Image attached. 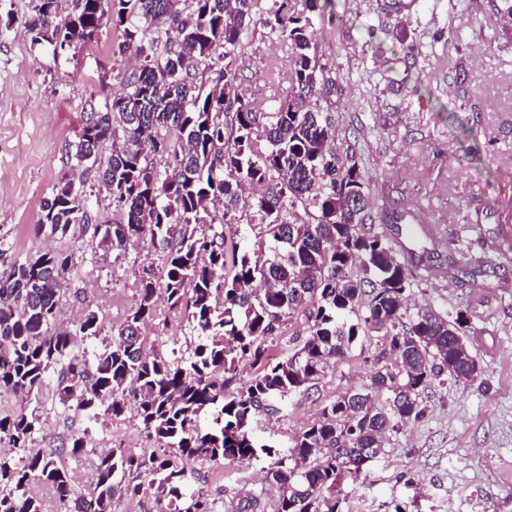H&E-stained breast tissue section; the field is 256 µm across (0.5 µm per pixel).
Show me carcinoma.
<instances>
[{"mask_svg": "<svg viewBox=\"0 0 512 512\" xmlns=\"http://www.w3.org/2000/svg\"><path fill=\"white\" fill-rule=\"evenodd\" d=\"M25 25L53 52L97 40L104 20L121 30L118 53L138 61L124 91L86 114L69 145L73 167L93 175L122 221L96 224L93 235L113 250L146 242L163 254V282L144 270L138 300L111 340L89 357L79 342L103 330L95 312L78 331L54 328L71 256L43 253L14 261L0 274V390L39 400L51 385L59 403L90 423L117 418L134 405L158 449L111 448L98 456L94 487L76 490L64 457L85 451L82 436L16 459L0 454V512H42L30 492L49 487L61 512H113L115 500L152 491L148 512H220L192 465L274 458L261 487L229 512H258L269 490L273 512H338L336 492L382 453L386 435L423 414L422 395L446 376L471 381L470 359L458 354L465 318L434 308L407 311L411 276L381 236L366 228L369 198L358 162L335 146L332 115L313 101L323 81L311 17L273 0L263 19L288 41L289 65L275 71L286 95L273 112L244 97L236 67L240 35L256 0H33ZM111 143L106 163L99 148ZM167 155L163 167L153 157ZM257 217L254 245L227 248L204 224L240 223L241 203ZM302 207L311 217L297 224ZM40 227L67 235L88 227V200L64 175L42 202ZM185 313L198 342L171 360L147 349L141 327L158 299ZM304 317L288 358L272 361L266 340L296 314ZM387 342L364 391H349L319 420L278 450L260 443L253 425L279 412L288 397L323 378L360 336ZM257 373L224 393L239 366ZM388 395L379 407L374 397ZM215 409L213 424L202 415ZM40 415L0 417V435L25 448Z\"/></svg>", "mask_w": 512, "mask_h": 512, "instance_id": "cac0c4a2", "label": "carcinoma"}]
</instances>
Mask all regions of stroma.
<instances>
[{
    "mask_svg": "<svg viewBox=\"0 0 512 512\" xmlns=\"http://www.w3.org/2000/svg\"><path fill=\"white\" fill-rule=\"evenodd\" d=\"M271 3L258 0L237 66L246 96L272 109L270 75L287 65L291 49L261 22ZM31 6L0 0V272L36 253L72 254L58 323L75 328L92 310L109 329L134 307L143 270H160L158 254L141 243L117 257L92 232L61 236L36 225L43 198L70 171L68 148L85 113L121 91L132 64L114 55L121 32L109 24L97 42L58 55L33 44L24 26ZM502 8V0H332L313 14L325 66L317 104L334 119L338 151L359 161L371 201L367 225L378 234L400 224L443 225L407 304L463 314L481 365L474 381L429 389L423 415L388 434L383 453L343 484L338 512H512V21ZM143 333L168 355L197 342L185 315L163 301ZM382 343L359 337L333 372L258 427V439L290 446L322 408L367 384ZM41 414L27 453L86 434V452L66 459L82 489L104 450L153 445L130 411L91 427L47 392ZM269 464L194 469L212 497L228 503L254 489Z\"/></svg>",
    "mask_w": 512,
    "mask_h": 512,
    "instance_id": "obj_1",
    "label": "stroma"
}]
</instances>
